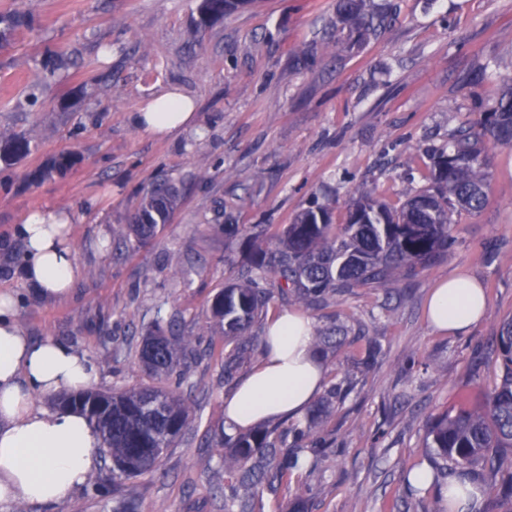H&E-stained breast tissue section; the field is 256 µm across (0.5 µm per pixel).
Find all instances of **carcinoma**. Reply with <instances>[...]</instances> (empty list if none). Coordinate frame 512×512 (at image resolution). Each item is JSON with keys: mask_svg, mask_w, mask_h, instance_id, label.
<instances>
[{"mask_svg": "<svg viewBox=\"0 0 512 512\" xmlns=\"http://www.w3.org/2000/svg\"><path fill=\"white\" fill-rule=\"evenodd\" d=\"M254 0H198L193 36L245 9ZM388 15V4L370 0H338L336 40L352 45L377 35ZM32 29L26 15L0 13V43ZM43 82L49 83L65 67L63 56L45 47ZM478 118L459 129L448 147L433 154L431 186L399 208L364 194L357 198L345 224L332 223V203L314 202L298 213L293 223L276 233L271 246L259 247L245 276L222 288L212 299V318L224 329V379L233 378L250 358L254 345L251 328L266 305L280 296L308 307L325 303L331 293L356 288L388 289L397 277L408 278L447 256L452 242L453 216L460 210L481 211L487 204L488 152L486 144L512 143V81L504 82L490 106L475 101ZM32 140L15 135L0 143V162L12 165L29 155ZM173 188L158 185L147 192L126 230V238L142 243L155 236L178 206ZM343 329L335 324L314 331L320 351L339 342ZM192 340L166 333L161 327L145 337L139 359L146 374L158 381L120 392L86 390L64 396L59 407H77L99 430L106 456L119 476L136 477L154 469L161 449L174 445L190 416L188 398L162 385L186 355ZM501 375L494 379L483 404L477 408L446 410L430 416L425 426V447L432 455L433 483L452 484L475 475V467H494L497 452L512 448V318L502 320L494 339ZM342 382L305 423L288 434L256 431L226 434L212 446L224 449V472L235 480L224 495V512H254V500L264 492L277 493L305 465L327 455L328 442L319 425L333 400H342ZM292 441H287V436Z\"/></svg>", "mask_w": 512, "mask_h": 512, "instance_id": "1", "label": "carcinoma"}]
</instances>
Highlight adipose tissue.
<instances>
[{
    "instance_id": "obj_1",
    "label": "adipose tissue",
    "mask_w": 512,
    "mask_h": 512,
    "mask_svg": "<svg viewBox=\"0 0 512 512\" xmlns=\"http://www.w3.org/2000/svg\"><path fill=\"white\" fill-rule=\"evenodd\" d=\"M137 126L166 137L194 126L190 97L166 88L138 112ZM72 212L49 205L29 214L18 231L26 248L23 276L41 295H67L80 273L65 231ZM12 294L0 292V502H65L93 467L100 434L74 410L34 408L32 397L87 389L96 371L80 350L52 338L33 342L22 329ZM488 299L473 277L438 281L426 305L429 326L469 332L486 316ZM311 319L298 310L268 318L265 356L224 397V425L232 432L301 416L323 389L325 371L312 344Z\"/></svg>"
}]
</instances>
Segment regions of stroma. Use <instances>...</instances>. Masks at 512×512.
Segmentation results:
<instances>
[{
    "instance_id": "1",
    "label": "stroma",
    "mask_w": 512,
    "mask_h": 512,
    "mask_svg": "<svg viewBox=\"0 0 512 512\" xmlns=\"http://www.w3.org/2000/svg\"><path fill=\"white\" fill-rule=\"evenodd\" d=\"M387 2L378 37L352 50L336 40L338 0H259L197 39V0H0V13L34 21L0 47V140L24 133L36 142L17 163H0V292L16 296L32 341L52 337L88 354L98 391L149 384L138 350L155 322L194 340L168 380L189 398V425L154 472L119 478L99 458L68 502L18 499L0 512H224V462L206 438L225 431L232 384L209 304L239 278L249 253L225 225L255 226L263 245L315 200L335 201L338 224L362 192L401 206L428 186L432 151L472 120L474 98L493 104L512 77V0ZM313 41L315 62L298 60L295 46ZM47 44L70 60L50 84L36 63ZM483 63L496 77L470 89L466 77ZM167 87L195 101L197 124L159 139L138 129L134 112ZM66 152L75 155L70 170L41 177ZM489 155V201L455 215L446 258L391 290L360 288L309 310L315 328L347 330L321 356L326 383L350 387L323 421L339 453L296 474L279 495H264V512H289L299 497L309 512H388L393 504L431 512L441 497L405 482L430 465L425 420L482 403L499 372L492 341L512 316V146H490ZM163 182L177 190L178 207L155 238L131 245L127 224ZM46 204L74 211L69 241L81 269L56 299L21 272L17 228ZM178 260L187 278L173 275ZM455 273L483 284L488 312L468 333H437L427 298ZM371 341L381 353L366 365ZM411 358L422 371L407 373Z\"/></svg>"
}]
</instances>
